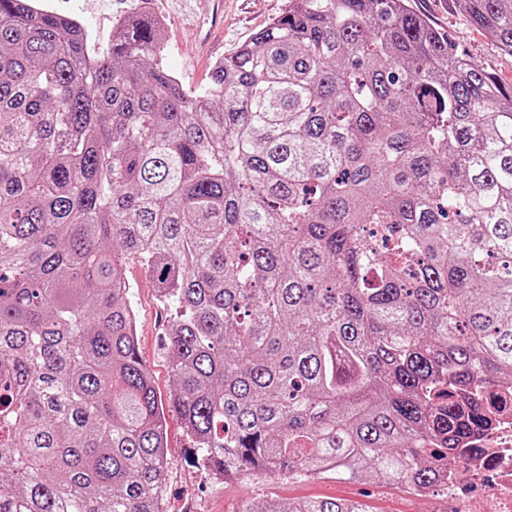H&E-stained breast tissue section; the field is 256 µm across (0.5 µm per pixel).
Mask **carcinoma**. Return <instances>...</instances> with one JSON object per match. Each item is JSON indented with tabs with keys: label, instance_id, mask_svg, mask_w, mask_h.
<instances>
[{
	"label": "carcinoma",
	"instance_id": "obj_1",
	"mask_svg": "<svg viewBox=\"0 0 512 512\" xmlns=\"http://www.w3.org/2000/svg\"><path fill=\"white\" fill-rule=\"evenodd\" d=\"M164 46L0 0V512H163L168 410L219 474L432 485L512 411V94L408 0H288L201 93ZM125 273L133 286L131 296L138 311L140 355L152 372L158 395L165 402L174 388L166 344L170 312L157 301L154 283L138 263L127 264Z\"/></svg>",
	"mask_w": 512,
	"mask_h": 512
}]
</instances>
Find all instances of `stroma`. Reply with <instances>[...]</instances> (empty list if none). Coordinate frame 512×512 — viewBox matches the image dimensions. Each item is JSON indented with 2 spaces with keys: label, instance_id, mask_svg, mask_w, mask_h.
<instances>
[{
  "label": "stroma",
  "instance_id": "35a3bbf8",
  "mask_svg": "<svg viewBox=\"0 0 512 512\" xmlns=\"http://www.w3.org/2000/svg\"><path fill=\"white\" fill-rule=\"evenodd\" d=\"M220 17L206 14L201 0H47L61 15L80 19L93 44L107 48L116 18L139 8L164 17L167 53L163 64L186 88L201 91L210 81L213 63L249 42L286 7V0H223ZM414 11L438 27L471 62L512 91V55L503 52L457 7L455 0H410ZM126 277L138 311L140 355L151 370L160 397L174 388L168 364L166 332L170 313L160 305L153 281L138 263L127 264ZM167 479L164 512H245L270 496L283 503L302 498L354 500L366 512H420L422 505L403 488L374 480L329 475L315 479L276 478L227 482L196 462L194 448L178 415L166 416Z\"/></svg>",
  "mask_w": 512,
  "mask_h": 512
}]
</instances>
